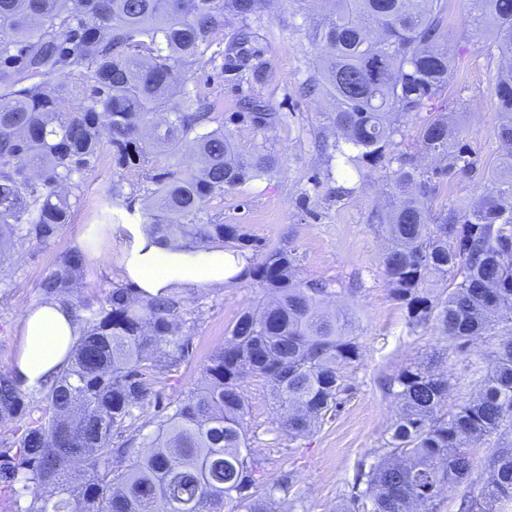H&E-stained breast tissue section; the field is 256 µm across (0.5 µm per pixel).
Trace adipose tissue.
I'll return each instance as SVG.
<instances>
[{"mask_svg": "<svg viewBox=\"0 0 512 512\" xmlns=\"http://www.w3.org/2000/svg\"><path fill=\"white\" fill-rule=\"evenodd\" d=\"M133 243L121 266L135 288L155 295L175 284L188 287L228 285L235 282L247 261L236 251L213 249L179 251L152 244L140 225L127 227ZM72 312L51 300L28 308L24 316L22 342L14 372L21 384L38 388L49 382L67 364L74 340Z\"/></svg>", "mask_w": 512, "mask_h": 512, "instance_id": "ef3b65f1", "label": "adipose tissue"}]
</instances>
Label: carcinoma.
Masks as SVG:
<instances>
[{"instance_id":"1","label":"carcinoma","mask_w":512,"mask_h":512,"mask_svg":"<svg viewBox=\"0 0 512 512\" xmlns=\"http://www.w3.org/2000/svg\"><path fill=\"white\" fill-rule=\"evenodd\" d=\"M265 0H0V257L43 245L70 223L102 146L131 168L150 199L145 231L156 243L199 251L214 243L261 255L245 275L268 293L244 310L204 366L205 382L166 393L192 354V311L176 293L114 287L94 303L74 301L84 255L66 254L42 279L41 294L68 306L81 330L68 365L47 385L24 388L0 373V492L20 512H275L288 496L283 476L254 491L262 461L247 436L248 380L258 377L281 410L280 428L304 438L341 406V370L360 357L355 320L330 312L336 290L300 279L292 251L268 248L239 224L210 215L224 191L268 172L270 155H245L232 134L208 129L214 105L176 75L205 56L231 19L243 22L221 53L222 70L260 78L265 62L245 25ZM312 28L323 50L303 86L332 100L342 169L361 174L384 161L401 120L448 87L453 66L440 47L445 0H324ZM476 24L502 60L494 87L500 165L469 209L431 215V176L413 158L390 175L389 209L376 213L388 246L382 273L407 327L434 326L464 349L512 320V0H473ZM254 123L271 130L276 112L249 101ZM192 140L198 164L176 161ZM462 127L439 114L421 131L441 176L474 162ZM172 162L160 167L157 156ZM107 205L133 200L119 184ZM449 280L432 294L433 278ZM475 393L448 407V378L418 361L391 377L399 412L351 499L372 512H439L444 491L465 485L456 512H512V443L496 442L480 480L471 450L512 431V336L500 339ZM148 426L153 427L144 433ZM142 448L137 463L128 454ZM88 478L74 494L73 467Z\"/></svg>"}]
</instances>
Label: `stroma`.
Wrapping results in <instances>:
<instances>
[{"mask_svg": "<svg viewBox=\"0 0 512 512\" xmlns=\"http://www.w3.org/2000/svg\"><path fill=\"white\" fill-rule=\"evenodd\" d=\"M313 23V16L298 12L294 0H268L248 21L253 45L267 62L263 77L254 80L222 71L206 57L180 73L189 86L215 102L216 116L242 153L276 159L266 174L212 201L211 213L225 223L242 225L267 246L292 250L299 275L330 281L336 290L330 308L349 312L356 320L360 357L342 370V407L309 437L290 439L279 428L268 386L258 378L248 385V436L264 461L261 486L272 485L283 472L294 475L291 499L278 512H337L344 505L357 473L369 466L372 451L397 413L396 400L384 388L386 379L415 359L440 352L450 399L458 402L471 392L475 369L485 367L497 342L488 336L461 353L437 331L410 334L404 311L383 280L385 241L372 221L373 213L385 205L387 176L403 154L432 173L433 210L474 204L487 191L484 174L503 154L493 95L500 61L486 51L490 35L473 23L470 0H447L442 32L454 57L448 89L405 118L385 162L350 180L340 175L334 151L316 148L318 139L332 136L326 127L327 102L303 96L300 90L314 75L319 57L309 38ZM247 97L266 102L280 113L281 123L270 131L256 129L241 110ZM438 112L460 113L466 126L463 143L476 162V173L435 175V161L420 151V130ZM122 177L111 147H104L81 186V203L70 223L48 243L6 258L8 275L0 280V372L13 371L25 310L42 303L38 285L66 253L79 249L85 254L79 298L101 299L113 287L126 286L120 260L131 245L128 225L144 220L143 204L135 202L130 212L117 209L111 222L104 220L102 205L105 189ZM179 295L194 310L196 322L191 329L193 357L170 381L169 391L176 396L204 384L209 354L223 343L239 314L263 300L264 291L243 277L229 288H183Z\"/></svg>", "mask_w": 512, "mask_h": 512, "instance_id": "35a3bbf8", "label": "stroma"}]
</instances>
